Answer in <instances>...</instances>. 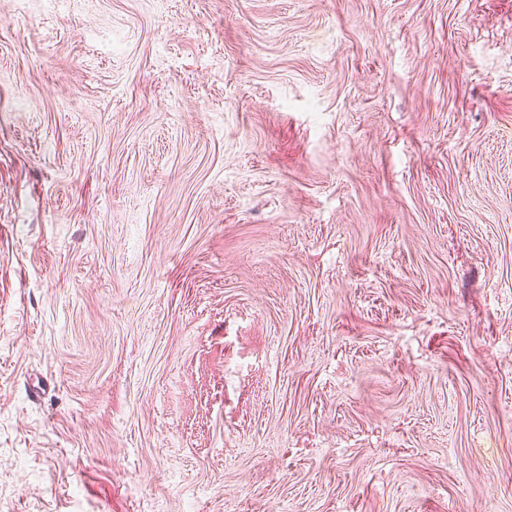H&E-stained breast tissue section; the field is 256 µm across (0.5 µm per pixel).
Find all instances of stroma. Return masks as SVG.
Masks as SVG:
<instances>
[{"instance_id":"1","label":"stroma","mask_w":512,"mask_h":512,"mask_svg":"<svg viewBox=\"0 0 512 512\" xmlns=\"http://www.w3.org/2000/svg\"><path fill=\"white\" fill-rule=\"evenodd\" d=\"M0 512H512V0H0Z\"/></svg>"}]
</instances>
